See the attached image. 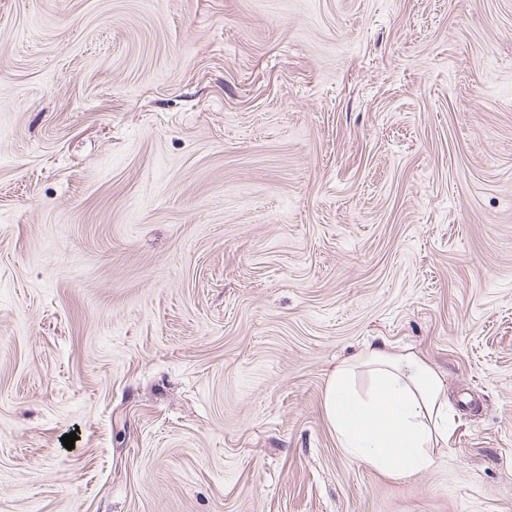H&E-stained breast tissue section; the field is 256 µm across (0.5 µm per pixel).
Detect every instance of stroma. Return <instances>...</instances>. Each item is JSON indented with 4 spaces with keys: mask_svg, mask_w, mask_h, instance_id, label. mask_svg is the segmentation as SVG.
<instances>
[{
    "mask_svg": "<svg viewBox=\"0 0 512 512\" xmlns=\"http://www.w3.org/2000/svg\"><path fill=\"white\" fill-rule=\"evenodd\" d=\"M0 512H512V0H0ZM370 367L365 394L355 389V368ZM440 373L412 352L367 346L342 363L327 383L323 406L342 448L374 467L410 476L429 467L427 448L448 440L454 410Z\"/></svg>",
    "mask_w": 512,
    "mask_h": 512,
    "instance_id": "obj_1",
    "label": "stroma"
}]
</instances>
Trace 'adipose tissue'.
<instances>
[{
    "instance_id": "obj_1",
    "label": "adipose tissue",
    "mask_w": 512,
    "mask_h": 512,
    "mask_svg": "<svg viewBox=\"0 0 512 512\" xmlns=\"http://www.w3.org/2000/svg\"><path fill=\"white\" fill-rule=\"evenodd\" d=\"M371 371L359 393L356 367ZM323 406L342 448L374 467L409 476L429 467L430 447L447 440L454 410L440 373L412 352L366 347L332 372Z\"/></svg>"
}]
</instances>
